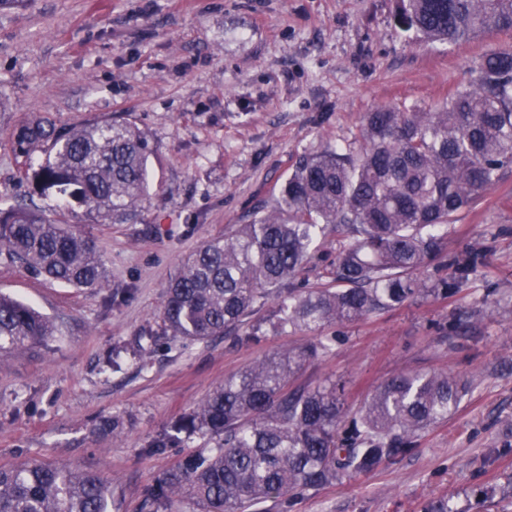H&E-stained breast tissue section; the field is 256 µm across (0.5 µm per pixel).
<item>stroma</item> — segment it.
<instances>
[{
    "label": "stroma",
    "instance_id": "obj_1",
    "mask_svg": "<svg viewBox=\"0 0 512 512\" xmlns=\"http://www.w3.org/2000/svg\"><path fill=\"white\" fill-rule=\"evenodd\" d=\"M395 0H0V203L70 222L34 192L14 150L35 115L70 128L124 115L146 133L150 199L127 224L90 225L108 285L71 288L0 257V293L50 317L48 347L0 354V466L40 460L111 481L119 512L184 456L142 455L144 442L242 369L296 342L235 344L164 334L165 288L210 237L271 209L304 156L358 150L366 112L429 108L468 86L512 31L428 42L394 21ZM347 236L325 231L300 282L324 284ZM481 261L445 299L328 326L329 353L298 384L342 381L357 407L385 380L443 372L469 383L448 419L404 458L293 498L290 512H419L447 497L453 512H512V166L448 228V254ZM121 350L125 364L106 359ZM117 418L120 434L96 423Z\"/></svg>",
    "mask_w": 512,
    "mask_h": 512
}]
</instances>
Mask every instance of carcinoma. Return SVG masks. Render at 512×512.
<instances>
[{
	"label": "carcinoma",
	"instance_id": "obj_1",
	"mask_svg": "<svg viewBox=\"0 0 512 512\" xmlns=\"http://www.w3.org/2000/svg\"><path fill=\"white\" fill-rule=\"evenodd\" d=\"M398 24L430 40L456 42L512 30V0H400ZM36 189L82 210L93 224L137 219L149 197V140L132 120L60 129L33 116L13 132ZM360 150L327 148L303 157L276 204L229 236L206 240L182 263L161 313L173 337L215 336L246 343L309 332L315 341L273 352L224 380L190 412L142 446L147 456L199 440L159 475L140 512H288L292 498L347 476L369 474L409 454L421 433L448 418L465 385L446 373L401 374L357 409L344 386L294 384L331 349L329 324L362 321L416 299L457 292L456 276L476 257L452 259L454 275L429 283L423 272L446 250L448 226L473 207L512 164V50L487 55L477 76L430 112L381 106L364 115ZM351 242L328 271L336 287L295 281L325 229ZM0 255L75 288L108 286L93 241L39 209L0 206ZM268 301L270 319L259 317ZM55 324L0 294V353L41 348ZM112 483L100 474L26 461L0 466V512H112Z\"/></svg>",
	"mask_w": 512,
	"mask_h": 512
}]
</instances>
